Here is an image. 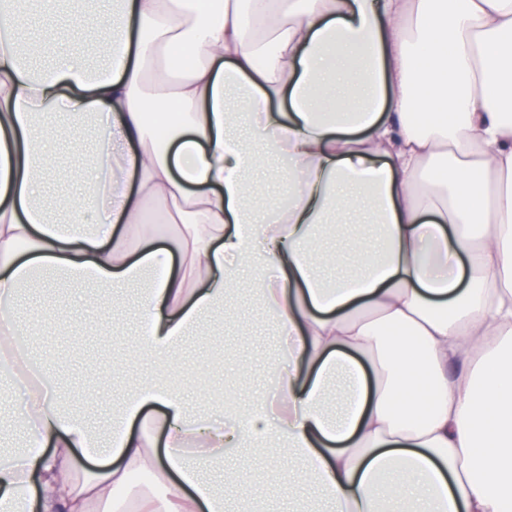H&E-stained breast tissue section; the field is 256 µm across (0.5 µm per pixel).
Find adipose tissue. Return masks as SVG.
I'll return each mask as SVG.
<instances>
[{
    "label": "adipose tissue",
    "instance_id": "1",
    "mask_svg": "<svg viewBox=\"0 0 512 512\" xmlns=\"http://www.w3.org/2000/svg\"><path fill=\"white\" fill-rule=\"evenodd\" d=\"M0 7V373L27 333L34 274L88 281L110 303L143 285L141 352L157 368L95 431L33 378L20 418L50 452L0 466V512H91L137 471L169 486L136 512H257L229 449H279L288 487L325 512H512V0H110L104 64L40 70L27 0ZM177 105L164 139L146 115ZM97 131L78 196L46 205L64 161L34 121ZM265 145L282 166L264 213ZM370 210L354 273L326 283L321 224ZM162 225L159 233L151 225ZM280 336L278 393L217 425L174 380L183 342L243 271ZM155 421L163 446L142 429Z\"/></svg>",
    "mask_w": 512,
    "mask_h": 512
}]
</instances>
